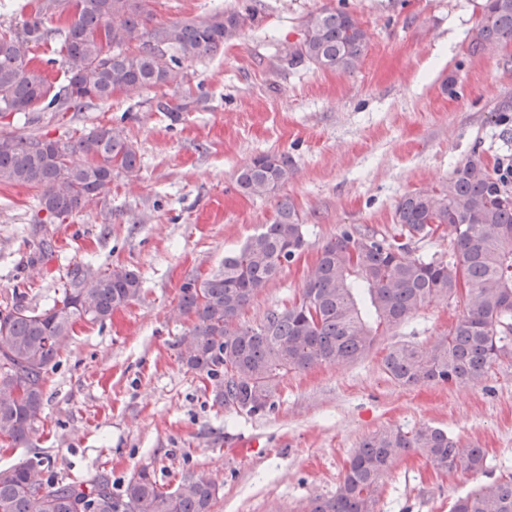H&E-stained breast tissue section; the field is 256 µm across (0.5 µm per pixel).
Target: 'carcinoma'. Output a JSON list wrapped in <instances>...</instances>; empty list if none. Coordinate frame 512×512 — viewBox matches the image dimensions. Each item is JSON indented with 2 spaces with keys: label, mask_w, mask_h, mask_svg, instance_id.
<instances>
[{
  "label": "carcinoma",
  "mask_w": 512,
  "mask_h": 512,
  "mask_svg": "<svg viewBox=\"0 0 512 512\" xmlns=\"http://www.w3.org/2000/svg\"><path fill=\"white\" fill-rule=\"evenodd\" d=\"M66 0H37L22 33L0 31V112H80L115 91L180 88L186 68L210 57L258 22V9L215 12L159 22L152 0H78L65 28L46 21L65 13ZM304 37L284 56L341 74L363 62L369 36L361 19L324 6L303 22ZM61 33L58 54L66 83L54 88L48 67L31 65V45ZM512 38V0H484L474 48ZM0 184L37 191L39 211L65 222L100 196L120 174L140 169L133 143L118 126H96L75 140L0 136ZM285 153L255 157L236 177L248 197H266L294 178ZM393 231L345 225L321 248L301 296L256 324L242 311L306 245L294 204L279 202L273 220L224 256L210 277L180 288L179 313L191 325L178 338V358L210 390L214 404L248 416L276 407L279 380L317 365L344 366L373 349L423 306L456 301L461 314L448 334L425 346L392 345L385 373L403 387L479 384L501 357L512 354V174L489 170L480 155L457 167L440 188L405 195ZM446 232L447 260L423 258L410 247ZM139 275L125 266L93 271L79 265L66 276L60 299L47 309L18 299L0 309V440L23 445L41 423L49 372L77 320L104 323L137 300ZM417 453L437 473L484 470L481 448H464L442 428H389L366 438L349 459L336 491L317 495L306 512H375L381 482L404 456ZM42 460L0 467V512H212L219 495L204 471H185L172 489L143 468L123 489L99 473L86 480H50ZM450 512H512V475L458 497Z\"/></svg>",
  "instance_id": "1"
}]
</instances>
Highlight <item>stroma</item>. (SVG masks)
<instances>
[{"mask_svg":"<svg viewBox=\"0 0 512 512\" xmlns=\"http://www.w3.org/2000/svg\"><path fill=\"white\" fill-rule=\"evenodd\" d=\"M244 0H155L158 20L203 17ZM483 0H260L258 24L188 68L179 89L114 93L80 112L0 115V135L75 138L118 125L138 150L137 175L113 178L106 195L64 223L38 256L33 189L0 185V306L23 299L44 309L74 266L135 270L138 301L100 324L78 322L49 374L43 424L29 444L0 442V467L28 458L54 477L104 472L114 487L148 468L174 486L206 471L219 487L213 512H305L332 494L355 448L374 432L431 425L485 452L478 473L435 474L404 457L383 479L376 512H450L487 481L512 474V356L477 385L402 387L383 369L390 346L425 345L447 333L458 306L436 301L378 337L363 359L290 372L274 412L246 416L214 406L198 375L177 358L189 326L180 288L207 278L224 257L270 223L290 199L307 245L242 312L245 324L298 298L322 246L345 225L390 232L397 203L440 186L472 153L512 163V40L493 51L471 41ZM322 6L357 14L369 33L351 74L287 66L307 13ZM191 99L174 122L157 110ZM263 153H285L295 179L266 197L236 187L238 171ZM247 440L236 448L232 439Z\"/></svg>","mask_w":512,"mask_h":512,"instance_id":"stroma-1","label":"stroma"}]
</instances>
